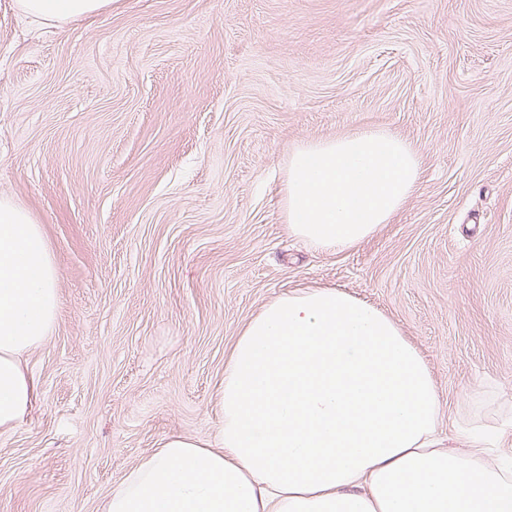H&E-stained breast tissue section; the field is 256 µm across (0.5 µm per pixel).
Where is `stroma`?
<instances>
[{"label":"stroma","instance_id":"1","mask_svg":"<svg viewBox=\"0 0 512 512\" xmlns=\"http://www.w3.org/2000/svg\"><path fill=\"white\" fill-rule=\"evenodd\" d=\"M364 127L417 147L393 224L341 252L288 234L287 163ZM60 278L0 433V512H105L169 435L224 421V366L277 297L386 313L461 421L512 455V0H112L64 23L0 0V197Z\"/></svg>","mask_w":512,"mask_h":512}]
</instances>
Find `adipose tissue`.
<instances>
[{
	"mask_svg": "<svg viewBox=\"0 0 512 512\" xmlns=\"http://www.w3.org/2000/svg\"><path fill=\"white\" fill-rule=\"evenodd\" d=\"M111 4L20 0L32 19L57 22ZM421 179L418 149L385 129L307 142L288 162V231L322 251L356 247ZM58 279L41 225L0 199V432L36 404L25 357L54 327ZM221 402L213 439L166 437L106 512H512V456L468 427L470 447H449L423 358L391 318L339 289L264 306L224 367Z\"/></svg>",
	"mask_w": 512,
	"mask_h": 512,
	"instance_id": "1",
	"label": "adipose tissue"
}]
</instances>
